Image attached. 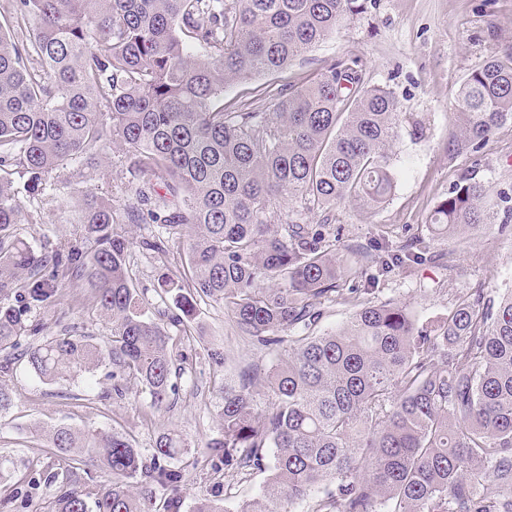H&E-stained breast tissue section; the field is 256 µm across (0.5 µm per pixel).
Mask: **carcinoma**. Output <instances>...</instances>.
<instances>
[{
    "instance_id": "carcinoma-1",
    "label": "carcinoma",
    "mask_w": 512,
    "mask_h": 512,
    "mask_svg": "<svg viewBox=\"0 0 512 512\" xmlns=\"http://www.w3.org/2000/svg\"><path fill=\"white\" fill-rule=\"evenodd\" d=\"M372 0H8L0 7V412L13 402L18 363L52 385L109 369L113 393L134 382L150 411L167 408L184 369L174 363L197 300L224 306L237 333L280 347L258 408L250 379L224 378L218 436L194 458L229 477L266 474L259 497L234 512H512V293L497 306L459 297L436 324L418 325L396 302L358 300L394 266L433 259L431 244L492 224L487 190L465 175L430 218V237L395 248L348 247L327 223L269 220L279 200L327 209L383 203L396 177L391 146L401 119L394 92L335 59L270 94L274 112L224 104V87L288 67ZM459 133L449 155L476 152L512 122V41L459 89ZM119 145L147 184L165 190L168 239L186 249L182 273L162 278L184 318L172 335L145 310L129 273L127 231L112 201L71 192L80 243L37 251L18 232L40 224L23 198L79 163L94 167ZM127 218L151 197L135 190ZM270 282L263 286L262 281ZM354 283L346 297L343 286ZM91 292L112 322L97 338L51 334L40 317L64 289ZM325 300L349 319L316 334ZM63 466L15 477L59 494L47 512H181L190 453L173 432L150 456L116 429L50 430ZM88 463L112 473L78 487Z\"/></svg>"
}]
</instances>
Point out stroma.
<instances>
[{"mask_svg": "<svg viewBox=\"0 0 512 512\" xmlns=\"http://www.w3.org/2000/svg\"><path fill=\"white\" fill-rule=\"evenodd\" d=\"M512 41V0H373L367 13L343 23L311 52L293 61L279 73L261 76L250 86L230 85L225 102L249 100L251 91L268 92L298 81L319 68L323 61H356L368 83L389 86L395 93L402 123L392 148L396 188L385 203L366 207L356 202L330 211L305 214L309 224L330 218L341 243H369L385 239L401 244L407 238L428 233L436 205L458 181L470 172L481 180L492 203L512 196V122L495 129L480 152L448 155L444 144L458 130V89L466 76L480 68L507 41ZM69 171L54 172L56 189L50 200L28 202V210L40 211L42 221L26 224L22 236L36 250L69 246L79 240V228L58 223L57 208L70 201L71 188H92L110 197L116 209L134 202L142 187L129 169L127 158L112 151L100 166L85 169L77 185H69ZM161 224L152 219L131 227L128 251L130 270L138 288L144 289L154 318L172 328L178 310L172 298L156 293L159 280L175 273L183 253L170 248L166 254L147 249V242L163 236ZM468 242L457 247L456 270L447 262L423 263L411 272L393 270L382 277L374 296L407 306L420 324L446 317L455 300L475 288L485 298L498 299L512 291V237L497 231H469ZM51 331L74 328L96 336L109 334L111 324L93 312L87 297L66 295L61 304L43 314ZM191 337L184 343L186 368L194 385H181L167 409L147 417L150 398L139 387H129L124 396L113 397L112 382L105 370L92 380L78 379L55 385L33 380L24 366H17L11 381L12 407L0 414V454L12 457L18 470L55 466L56 457L45 451V429L69 425L76 428L117 429L135 438L143 453H151L158 432L171 430L189 446L202 449L216 437L217 414L224 400L217 382L224 369L206 356L210 347L224 351L226 367L235 371L256 364L269 367L277 352L237 336L231 317L214 302L200 304L190 323ZM181 512H191L197 499L209 497L223 485L225 507L258 496L264 474L251 472L225 481L223 473L183 466Z\"/></svg>", "mask_w": 512, "mask_h": 512, "instance_id": "obj_1", "label": "stroma"}]
</instances>
